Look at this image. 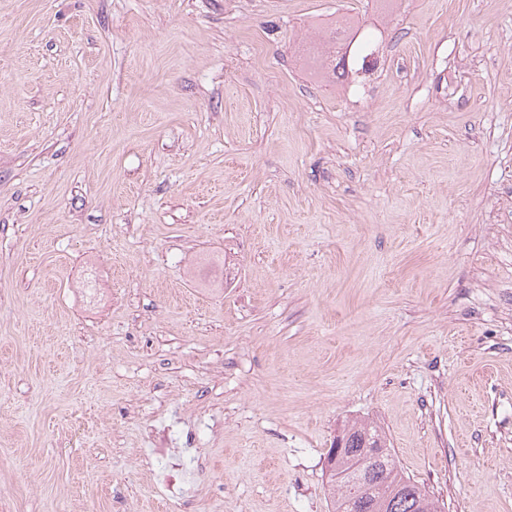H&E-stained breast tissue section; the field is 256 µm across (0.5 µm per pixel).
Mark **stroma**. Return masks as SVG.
I'll use <instances>...</instances> for the list:
<instances>
[{
    "label": "stroma",
    "mask_w": 512,
    "mask_h": 512,
    "mask_svg": "<svg viewBox=\"0 0 512 512\" xmlns=\"http://www.w3.org/2000/svg\"><path fill=\"white\" fill-rule=\"evenodd\" d=\"M356 418L512 512V0H0V512H332ZM370 44L371 42L361 33L360 28L349 26L347 37L343 42L336 43L335 36L334 43L324 45V50L321 52H315L310 48L307 52L308 60L317 70H327L328 74L331 72L334 79L345 78L349 71H352L355 60Z\"/></svg>",
    "instance_id": "stroma-1"
}]
</instances>
